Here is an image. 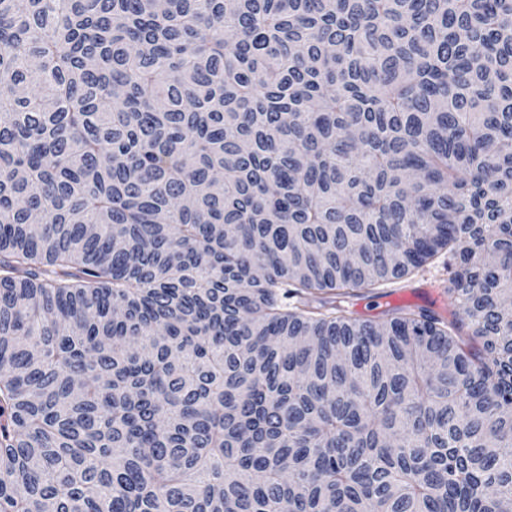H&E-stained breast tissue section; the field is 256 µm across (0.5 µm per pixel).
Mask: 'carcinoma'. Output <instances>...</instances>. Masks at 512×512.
I'll list each match as a JSON object with an SVG mask.
<instances>
[{"mask_svg": "<svg viewBox=\"0 0 512 512\" xmlns=\"http://www.w3.org/2000/svg\"><path fill=\"white\" fill-rule=\"evenodd\" d=\"M510 296L512 0H0V512H512ZM456 269V260L444 253L433 264L426 265L414 275L384 288L379 294L366 295L352 301L351 309L361 318L378 320L385 312L402 305H425L434 311H443L439 305L448 303V294H440L436 286H448V279ZM394 289L407 292V300L403 303L390 301L389 296Z\"/></svg>", "mask_w": 512, "mask_h": 512, "instance_id": "1", "label": "carcinoma"}]
</instances>
